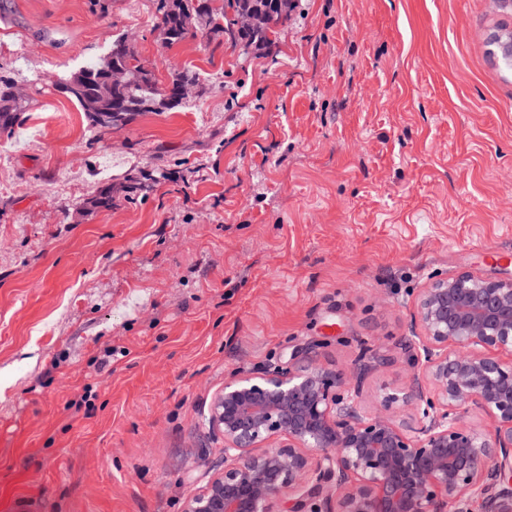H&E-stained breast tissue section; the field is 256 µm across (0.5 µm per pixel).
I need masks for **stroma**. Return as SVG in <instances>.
I'll return each instance as SVG.
<instances>
[{"instance_id":"stroma-1","label":"stroma","mask_w":512,"mask_h":512,"mask_svg":"<svg viewBox=\"0 0 512 512\" xmlns=\"http://www.w3.org/2000/svg\"><path fill=\"white\" fill-rule=\"evenodd\" d=\"M156 3L0 0L25 103L0 133V512H183L233 375L350 369L409 335L433 277H512V61L487 48L512 6L294 0L266 54L166 45ZM118 38L159 86L197 81L101 135L62 85ZM411 373L372 370L364 410Z\"/></svg>"}]
</instances>
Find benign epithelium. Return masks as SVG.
Returning a JSON list of instances; mask_svg holds the SVG:
<instances>
[{
	"label": "benign epithelium",
	"instance_id": "1",
	"mask_svg": "<svg viewBox=\"0 0 512 512\" xmlns=\"http://www.w3.org/2000/svg\"><path fill=\"white\" fill-rule=\"evenodd\" d=\"M411 332L409 383L373 415L361 385L394 356L368 345L349 371L310 356L224 382V459L183 512H512V279L433 280Z\"/></svg>",
	"mask_w": 512,
	"mask_h": 512
}]
</instances>
